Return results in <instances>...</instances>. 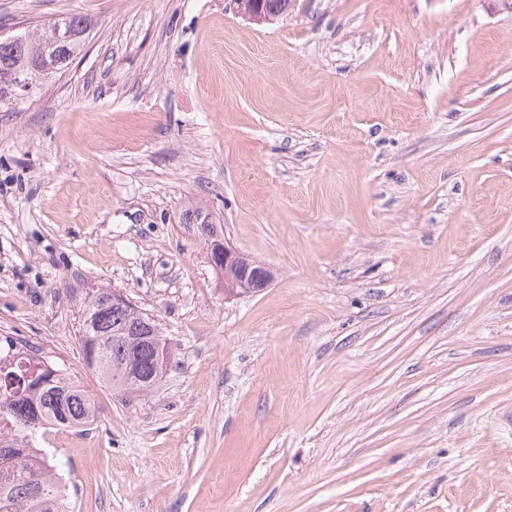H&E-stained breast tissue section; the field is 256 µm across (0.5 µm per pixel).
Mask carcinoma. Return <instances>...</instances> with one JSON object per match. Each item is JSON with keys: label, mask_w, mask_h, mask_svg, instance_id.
<instances>
[{"label": "carcinoma", "mask_w": 512, "mask_h": 512, "mask_svg": "<svg viewBox=\"0 0 512 512\" xmlns=\"http://www.w3.org/2000/svg\"><path fill=\"white\" fill-rule=\"evenodd\" d=\"M69 36L62 41L52 25L36 34L16 33L0 38V112L19 101L15 82H27V97L56 82L82 52L92 28L84 16L64 18ZM183 223L195 224L211 244L223 241L210 213L201 206L184 210ZM81 346L87 366L117 393H142L165 373L172 352L156 320L112 300V291L99 288L85 302ZM43 366L37 387L9 390L0 385V448L12 447L18 425L31 416L41 424L14 456L0 459V512H71L62 475L49 465L38 447L39 432L50 426L78 428L95 420L90 396L63 369L17 347L10 338L0 345V361L9 355Z\"/></svg>", "instance_id": "cac0c4a2"}]
</instances>
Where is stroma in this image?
I'll return each instance as SVG.
<instances>
[{"label":"stroma","mask_w":512,"mask_h":512,"mask_svg":"<svg viewBox=\"0 0 512 512\" xmlns=\"http://www.w3.org/2000/svg\"><path fill=\"white\" fill-rule=\"evenodd\" d=\"M93 27L0 112V339L96 420L39 444L73 512H512V11L492 0H0ZM202 203L273 277L228 297ZM175 358L114 395L84 299ZM210 213L201 206H189L183 213V224H197V228L207 237L212 245H218L224 238L219 236L216 224L209 220Z\"/></svg>","instance_id":"obj_1"}]
</instances>
